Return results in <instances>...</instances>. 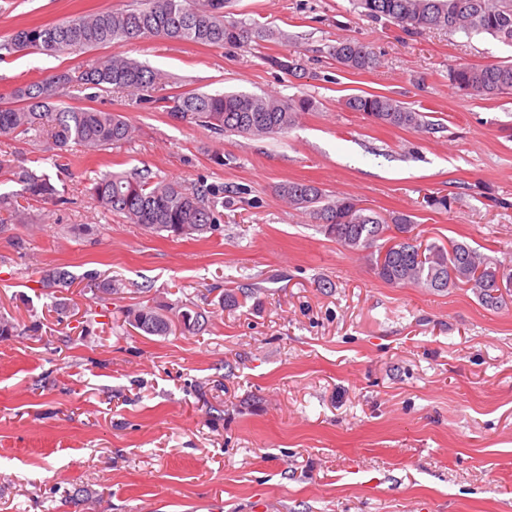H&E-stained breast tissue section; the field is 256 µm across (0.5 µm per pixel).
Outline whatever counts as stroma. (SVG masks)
<instances>
[{
    "instance_id": "obj_1",
    "label": "stroma",
    "mask_w": 512,
    "mask_h": 512,
    "mask_svg": "<svg viewBox=\"0 0 512 512\" xmlns=\"http://www.w3.org/2000/svg\"><path fill=\"white\" fill-rule=\"evenodd\" d=\"M133 0H0V43L18 28ZM232 18L282 31L244 48L144 39L123 55L165 71L173 92L313 100L287 134L253 139L173 121L119 93L68 106L121 113L130 142L93 155L0 138V157L62 177L67 204L0 228V512H512V291L499 308L465 287H394L277 194L300 181L388 218L422 245L463 241L512 266V94L477 97L450 66L512 59L491 36L405 35L352 0H229ZM379 63L343 69L341 41ZM293 55V76L269 58ZM82 55L13 53L0 99ZM377 94L425 113L419 130L350 111ZM223 164H215V156ZM227 188L198 239L145 232L98 207L101 174ZM452 199L448 210L427 194ZM62 267L70 286L45 288ZM118 294L96 299L91 283ZM239 306H222L226 291ZM186 304L197 334L145 336L124 313Z\"/></svg>"
}]
</instances>
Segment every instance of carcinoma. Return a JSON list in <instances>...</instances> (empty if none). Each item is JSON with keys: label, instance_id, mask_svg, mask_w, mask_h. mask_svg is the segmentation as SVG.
<instances>
[{"label": "carcinoma", "instance_id": "carcinoma-1", "mask_svg": "<svg viewBox=\"0 0 512 512\" xmlns=\"http://www.w3.org/2000/svg\"><path fill=\"white\" fill-rule=\"evenodd\" d=\"M364 15L384 20L406 34L441 29L467 36L486 34L512 46V0H353ZM226 0H135L129 9H107L84 14L52 25L19 28L0 50H34L49 56H65L123 45L142 39L178 40L206 46L247 47L264 37L285 34L228 20ZM336 62L352 71L373 69L378 59L366 44L342 41L333 47ZM453 85L476 96L512 92V61L487 65H459L449 70ZM169 76L121 54H108L77 68L52 72L16 88L12 102L0 106V136L18 137L46 130L61 147L74 144L88 153L132 139L133 127L118 112L93 107H55L51 100L58 89H98L122 93L145 103H162L171 118L207 127L216 133H238L269 138L288 133L300 113L312 108L307 98L289 99L272 94L233 92L208 94L194 91L153 97L149 92L167 85ZM348 109L361 112L375 122L415 129L422 115L401 102L383 95H355L345 102ZM12 173L21 186L15 193H0V211L14 224H36L39 217L18 206V198L35 202L64 203L57 183L46 173L22 168L13 170L0 159V171ZM89 192L99 206L124 216L130 224L150 233L191 237L220 223L218 199L224 188L201 184L189 189L181 183L155 179L150 172L134 175L107 172L92 182ZM278 195L303 210L310 221L328 237L350 251L369 252L376 275L396 287L425 288L445 292L464 285L488 308L502 305L494 296L505 268L495 259L465 242H451L452 250L431 244L421 248L409 216L386 220L362 208L348 196L329 198L318 187L289 181L279 185ZM409 234L387 253L384 263L373 249H382L396 232ZM72 275L66 269L44 272L48 288L65 287ZM170 307L145 305L126 311L129 325L147 336H168L173 320ZM206 316L191 309H178V320L189 333L201 331Z\"/></svg>", "mask_w": 512, "mask_h": 512}]
</instances>
